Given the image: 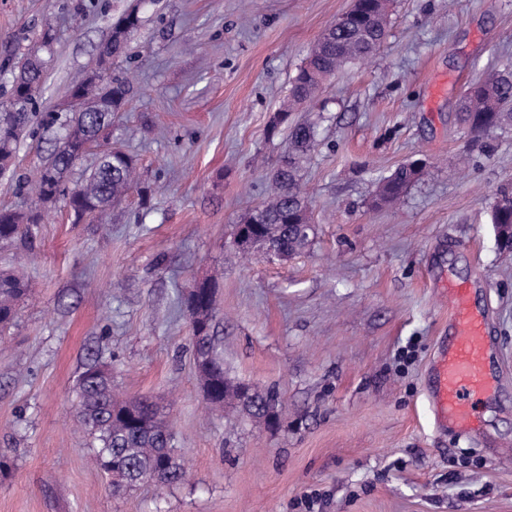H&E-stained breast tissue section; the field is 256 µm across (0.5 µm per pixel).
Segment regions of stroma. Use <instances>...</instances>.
Segmentation results:
<instances>
[{
    "label": "stroma",
    "mask_w": 512,
    "mask_h": 512,
    "mask_svg": "<svg viewBox=\"0 0 512 512\" xmlns=\"http://www.w3.org/2000/svg\"><path fill=\"white\" fill-rule=\"evenodd\" d=\"M132 0H0L7 57L41 47L40 112L97 67ZM351 0H145L113 71L133 92L112 141L140 187L108 223H74L34 182L64 135L39 126L0 174V207H37L31 292L0 332V512H512V253L490 205L512 191V125L475 136L458 101L512 63V0H393L390 36L348 66L303 118L315 232L279 261L233 247L288 146L269 126L309 48ZM54 38L42 47L45 25ZM426 164L395 205L379 179ZM216 285L229 377L280 397L275 424L206 409L180 297ZM469 283L496 341L500 394L463 436L439 430L426 372L448 330V287ZM102 361L115 391L162 405L189 470L114 494L89 460L76 384Z\"/></svg>",
    "instance_id": "35a3bbf8"
}]
</instances>
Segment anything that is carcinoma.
Returning <instances> with one entry per match:
<instances>
[{
	"instance_id": "1",
	"label": "carcinoma",
	"mask_w": 512,
	"mask_h": 512,
	"mask_svg": "<svg viewBox=\"0 0 512 512\" xmlns=\"http://www.w3.org/2000/svg\"><path fill=\"white\" fill-rule=\"evenodd\" d=\"M359 16L344 29L331 27L310 49L303 64L290 82L288 97L275 115L270 133L282 125L288 129V153L279 161L270 184L268 198L261 213L251 212L242 224L250 229L252 241L269 250L291 257L310 244L311 231L302 228L310 222L307 197L301 187L300 169L303 160L316 146L314 122L288 123L290 113L313 102L336 73L350 63L374 56L388 35L390 0H358ZM141 22L139 5L135 4L112 22V40L101 54L112 59L122 57L131 33ZM7 65L19 70L11 88L10 106L0 112V173L9 170L15 160L17 144L25 134H34L32 120L36 112V96L42 81L44 62L29 53L7 59ZM112 111L99 109L105 96L97 83L83 85L82 111L51 114L49 123H60L67 133L51 158L41 168L35 182L38 199L43 203L57 199L91 218L104 221L112 205L121 201L138 185L137 162L129 154L110 152L99 142L98 132L112 127L114 113L124 110L129 101L130 85L126 78L111 80ZM458 112L472 132L483 135L512 118V68L494 71L473 83L459 101ZM99 149L97 162L90 174L79 184L69 187L66 173L91 148ZM420 176L402 164L383 177L377 185L375 201L384 204L401 200L407 189ZM490 219L512 224V194L497 198L491 207ZM38 210L17 212L0 209V244L27 242L33 227L41 223ZM29 293L28 283L9 269L0 270V326L16 318V305ZM183 306L206 337L192 340L198 372L206 375L211 391L205 395L206 405L213 411L226 408L241 410L260 418L277 414L279 397L274 391L254 393L250 404H239L241 383H232L224 376V358L217 337L211 333L214 309V286L208 281L197 284V291L188 294ZM99 363L93 362L79 376L78 425L93 439L90 459L99 469L112 476V487L118 491L147 479L154 472L166 473L164 485L183 481L184 464L171 443L168 424L155 404L146 396L123 398L112 388L111 373L98 377L92 374Z\"/></svg>"
}]
</instances>
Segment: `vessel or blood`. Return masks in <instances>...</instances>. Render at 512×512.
Here are the masks:
<instances>
[{
  "instance_id": "obj_1",
  "label": "vessel or blood",
  "mask_w": 512,
  "mask_h": 512,
  "mask_svg": "<svg viewBox=\"0 0 512 512\" xmlns=\"http://www.w3.org/2000/svg\"><path fill=\"white\" fill-rule=\"evenodd\" d=\"M451 332L432 365L429 403L437 425L466 433L474 429V405L492 395L495 383L488 370L490 338L487 315L476 310L468 286L450 290Z\"/></svg>"
}]
</instances>
